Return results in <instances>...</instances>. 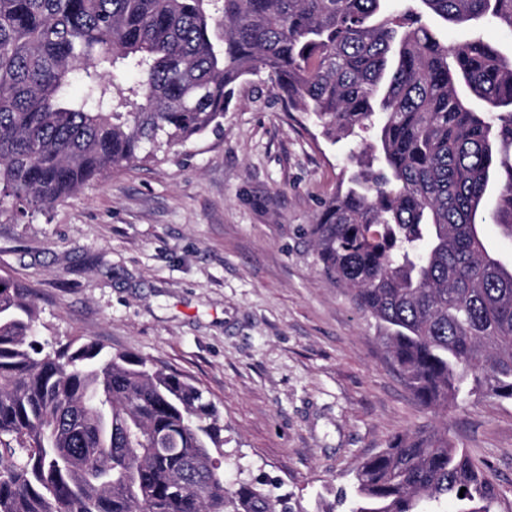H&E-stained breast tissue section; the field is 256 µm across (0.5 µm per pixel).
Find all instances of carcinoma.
<instances>
[{"mask_svg":"<svg viewBox=\"0 0 512 512\" xmlns=\"http://www.w3.org/2000/svg\"><path fill=\"white\" fill-rule=\"evenodd\" d=\"M487 23L512 31V0H0V217L222 129L264 74L327 139L371 132L312 234L419 403L512 400V267L479 230L512 238V54ZM0 286V512H288L225 479L198 387L91 340L45 346L29 290ZM499 497L448 434L421 433L362 460L339 504L493 512Z\"/></svg>","mask_w":512,"mask_h":512,"instance_id":"obj_1","label":"carcinoma"}]
</instances>
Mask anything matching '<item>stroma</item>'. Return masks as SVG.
I'll list each match as a JSON object with an SVG mask.
<instances>
[{
  "label": "stroma",
  "mask_w": 512,
  "mask_h": 512,
  "mask_svg": "<svg viewBox=\"0 0 512 512\" xmlns=\"http://www.w3.org/2000/svg\"><path fill=\"white\" fill-rule=\"evenodd\" d=\"M354 140L331 142L253 77L224 131L112 170L25 223L0 218V276L26 285L41 342L93 339L201 389L228 480L321 512L357 462L447 432L512 512V401L423 407L373 318L324 276L310 228Z\"/></svg>",
  "instance_id": "obj_1"
}]
</instances>
